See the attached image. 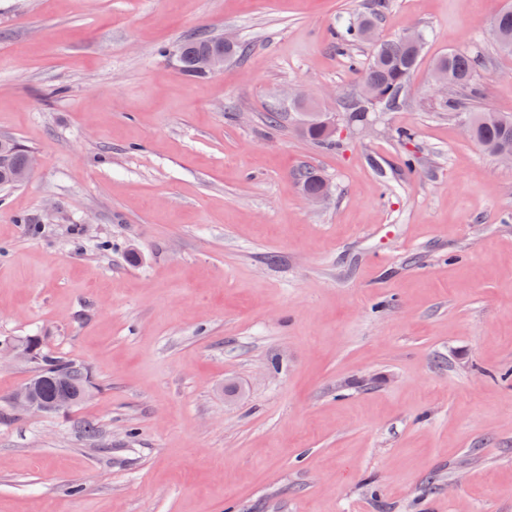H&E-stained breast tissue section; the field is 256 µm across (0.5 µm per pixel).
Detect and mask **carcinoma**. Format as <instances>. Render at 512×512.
<instances>
[{
    "label": "carcinoma",
    "instance_id": "obj_1",
    "mask_svg": "<svg viewBox=\"0 0 512 512\" xmlns=\"http://www.w3.org/2000/svg\"><path fill=\"white\" fill-rule=\"evenodd\" d=\"M496 19L504 35V41L498 47L512 54V8L500 12ZM376 17L368 13L349 24L340 37L336 49L345 51L353 42H364L368 31L374 29ZM220 48L216 37L193 35L187 37L180 46L182 57L179 59L183 72L191 77H200L202 73L194 69L193 61L208 52ZM422 58V47L395 38L377 44L370 62L362 69L361 82L372 88L375 96L360 104L353 98L347 105L348 119L353 123L366 121L368 113L377 108L395 106L394 95L405 90L407 83ZM480 65L477 56L464 50H451L439 57L433 65L436 70L448 74V97L443 105L452 112L468 113L471 138L486 151L494 146L512 149V116L502 115L482 109L466 98L463 91L470 88L473 75ZM301 133L309 141L318 145H328L332 139L312 114L302 115ZM22 342L37 348L39 359L36 361L37 373L29 379L38 396L51 400L62 390H68L77 396V402H83V393L90 389L87 378L90 369L73 360L64 359L46 350L40 336H26Z\"/></svg>",
    "mask_w": 512,
    "mask_h": 512
}]
</instances>
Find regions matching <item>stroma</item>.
Returning <instances> with one entry per match:
<instances>
[{
  "label": "stroma",
  "mask_w": 512,
  "mask_h": 512,
  "mask_svg": "<svg viewBox=\"0 0 512 512\" xmlns=\"http://www.w3.org/2000/svg\"><path fill=\"white\" fill-rule=\"evenodd\" d=\"M508 6L0 0V137L38 158L0 189V344L41 336L95 382L25 413L33 367L0 359V512H512V165L431 78L478 53L477 105L512 114ZM371 10L377 40H428L361 127L372 46L336 44ZM190 34L245 50L193 78ZM307 169L334 186L316 206ZM490 25V33L495 41L501 37V30L504 35V41L497 46L505 53L512 54V8H508L500 12ZM499 23V25H498ZM500 26V27H499ZM501 28V29H500ZM300 114L302 115H300V118H302L300 130L304 137L314 144H332V138L327 137V133L320 125L319 120L314 116V114Z\"/></svg>",
  "instance_id": "35a3bbf8"
}]
</instances>
